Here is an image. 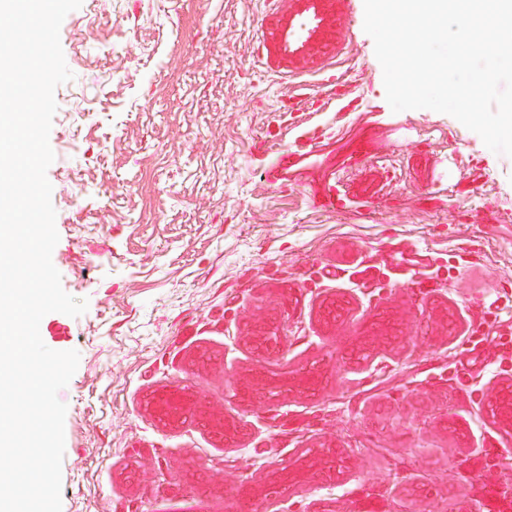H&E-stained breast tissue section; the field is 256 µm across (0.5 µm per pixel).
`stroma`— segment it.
Here are the masks:
<instances>
[{
  "label": "stroma",
  "instance_id": "stroma-1",
  "mask_svg": "<svg viewBox=\"0 0 512 512\" xmlns=\"http://www.w3.org/2000/svg\"><path fill=\"white\" fill-rule=\"evenodd\" d=\"M275 19L269 0H83L61 25L52 261L88 302L40 323L80 354L62 512H512V432L487 413L512 362L468 340L486 302L512 318V157L450 115L391 110L364 0H335L325 61L281 52ZM311 123L349 148L269 181ZM326 183L339 211L312 201ZM336 295L352 304L323 322ZM259 371L319 380L241 399ZM183 386L207 425L144 409ZM316 448L336 451L329 477L242 493Z\"/></svg>",
  "mask_w": 512,
  "mask_h": 512
}]
</instances>
